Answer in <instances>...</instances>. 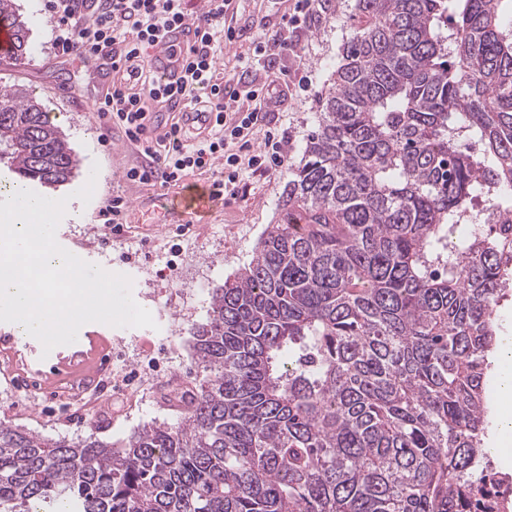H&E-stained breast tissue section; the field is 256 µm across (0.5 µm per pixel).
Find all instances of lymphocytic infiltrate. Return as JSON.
<instances>
[{
  "label": "lymphocytic infiltrate",
  "mask_w": 512,
  "mask_h": 512,
  "mask_svg": "<svg viewBox=\"0 0 512 512\" xmlns=\"http://www.w3.org/2000/svg\"><path fill=\"white\" fill-rule=\"evenodd\" d=\"M225 2L203 0L192 16L186 0H46L55 53L84 62L112 57L125 63L121 78L96 99L95 107L123 129L143 157L140 165L129 168L127 179L164 187L189 171L210 167L216 194L230 200L244 188L245 170L283 165L285 136L263 122L267 112L283 105L287 90L275 77L244 88L217 67L225 44L235 38L226 24ZM322 6V0H295L292 15L281 20L274 38L256 44L254 57L243 59L244 68H251L257 57L299 53L300 43L289 39L288 31L310 25ZM188 19L196 22L197 46L188 58L186 81L176 90L161 86L148 68V53L161 30ZM176 94L195 110L192 123L175 121L164 134L148 135L146 110ZM258 134L263 147L250 152Z\"/></svg>",
  "instance_id": "lymphocytic-infiltrate-1"
}]
</instances>
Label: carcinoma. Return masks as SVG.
<instances>
[{
	"label": "carcinoma",
	"instance_id": "obj_1",
	"mask_svg": "<svg viewBox=\"0 0 512 512\" xmlns=\"http://www.w3.org/2000/svg\"><path fill=\"white\" fill-rule=\"evenodd\" d=\"M286 217L210 292L174 424L112 443L0 423V512H512L485 442L512 252V0H353ZM14 64L29 32L0 0ZM13 182L69 184L0 87ZM469 231L455 237L458 228Z\"/></svg>",
	"mask_w": 512,
	"mask_h": 512
}]
</instances>
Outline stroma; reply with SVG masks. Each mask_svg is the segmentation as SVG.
<instances>
[{
  "label": "stroma",
  "instance_id": "35a3bbf8",
  "mask_svg": "<svg viewBox=\"0 0 512 512\" xmlns=\"http://www.w3.org/2000/svg\"><path fill=\"white\" fill-rule=\"evenodd\" d=\"M30 29L29 54L21 65L0 62V87L32 92L80 160L71 184L54 191L67 198L66 214L56 230L61 246L80 259L132 280L134 300L149 310L155 327L119 328L102 325L111 337L107 360L112 386V409L59 399L56 392H7L8 377L0 374V422L25 426L46 436L82 439L90 435L119 442L151 422L176 420L163 400L179 378H193L198 360L185 341L190 328L208 317V294L247 263L267 225L279 218L286 167H272L246 178L245 194L216 205L205 226H193L179 253H171L176 211L160 203L177 194L166 188L128 181L125 172L140 155L115 126L95 111L93 100L112 86L109 71H91L79 61L59 56L50 47L52 23L44 0H16ZM294 0H236L230 21L236 37L223 52L220 66L238 70L239 56L251 53L261 34H274ZM344 0H329L325 11L301 36L299 55H280L252 68L249 82L266 80L268 71L283 73L288 82L307 76L306 92L289 100L269 118L288 134V157L299 158L304 140L316 123L321 96L329 87L339 48L355 22ZM95 189L89 202L74 193L87 180ZM129 202L128 226L111 244L98 241V212L112 198Z\"/></svg>",
  "mask_w": 512,
  "mask_h": 512
}]
</instances>
